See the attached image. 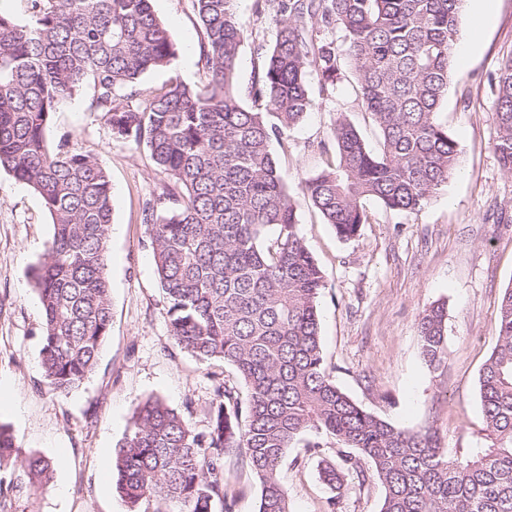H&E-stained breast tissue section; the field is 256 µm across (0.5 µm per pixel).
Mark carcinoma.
<instances>
[{"instance_id": "carcinoma-1", "label": "carcinoma", "mask_w": 512, "mask_h": 512, "mask_svg": "<svg viewBox=\"0 0 512 512\" xmlns=\"http://www.w3.org/2000/svg\"><path fill=\"white\" fill-rule=\"evenodd\" d=\"M30 20L0 12V169L29 186L53 233L29 269L41 307L42 376L59 394L96 370L112 325L107 274L112 185L106 168L47 134L54 116L93 91L112 137L144 144L170 180L146 202L147 231L167 306L170 336L196 359L235 368L241 400L210 373L208 428L198 431L160 398L134 411L115 448L112 482L131 505L144 498L177 512H232L224 458L242 455L260 485L258 512H291L279 469L306 434L367 459L384 494L379 512H512V287L497 313L494 350L478 388L489 448L451 457L421 430L366 411L336 386L323 357L321 268L298 231V197L277 170L271 141L313 105L310 77L335 85L346 65L381 133L371 150L339 117L336 163L300 194L344 239L368 223L365 204L421 210L448 182L458 145L436 120L448 91L461 0H265L276 34L244 106L236 74L245 29L237 0H191L201 23L205 80L138 90L141 76L170 65L178 48L152 0H28ZM342 32L341 44L320 32ZM494 151L512 176V54L495 76ZM444 307L418 324L431 367L446 358ZM46 489L53 462L21 448L0 424V464ZM321 476L342 489L332 463Z\"/></svg>"}]
</instances>
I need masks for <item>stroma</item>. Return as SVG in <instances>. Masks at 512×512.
Here are the masks:
<instances>
[{
  "label": "stroma",
  "mask_w": 512,
  "mask_h": 512,
  "mask_svg": "<svg viewBox=\"0 0 512 512\" xmlns=\"http://www.w3.org/2000/svg\"><path fill=\"white\" fill-rule=\"evenodd\" d=\"M153 9L179 54L164 69L145 73L142 93L172 80L203 78L198 63L203 37L191 0H153ZM260 0H239L247 27L236 87L243 103L275 39ZM491 20L480 47L455 59L448 94L437 114L459 145L458 164L420 211L399 213L368 201V224L340 239L316 208L300 201L299 233L324 274L318 299L323 355L337 384L356 403L405 429L435 433L449 455L470 457L489 447L478 395L479 371L496 343V313L512 286V177L495 155V92L491 83L503 56L512 53V0H491ZM314 106L287 136L272 140L278 171L297 189L336 160L333 136L344 117L371 149L379 132L357 94L352 75L333 86L311 78ZM84 90L57 112L48 142L97 158L107 169L114 197L108 277L112 326L98 367L77 391L47 388L39 363L42 314L28 268L44 253L51 218L39 196L0 171V423L20 446L51 459L53 479L32 495L18 466H0L8 490L7 512H156L154 499L137 508L112 483L113 450L132 414L149 396L162 398L207 427L211 397L208 364L181 350L168 330L144 208L168 177L146 146L114 140L100 113L90 111ZM443 303L448 309L447 358L431 368L421 354L420 315ZM335 440L306 442L285 452L280 478L292 512H326L329 489L319 472L339 462ZM233 512H258L260 487L244 458L224 459ZM337 512H379L383 487L367 461L343 473Z\"/></svg>",
  "instance_id": "1"
}]
</instances>
